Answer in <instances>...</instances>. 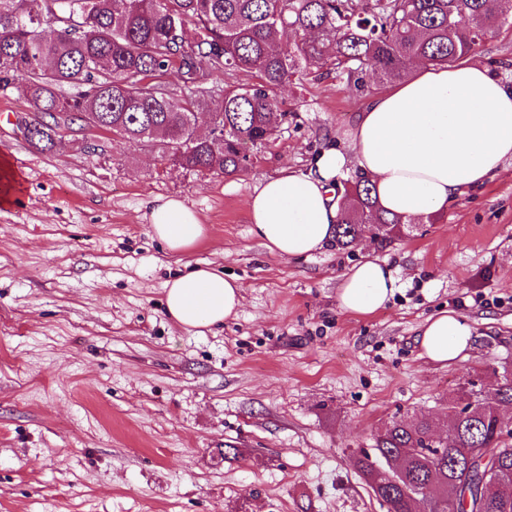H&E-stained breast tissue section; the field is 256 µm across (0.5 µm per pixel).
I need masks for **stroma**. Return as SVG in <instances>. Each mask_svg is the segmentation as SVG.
Instances as JSON below:
<instances>
[{
    "label": "stroma",
    "mask_w": 512,
    "mask_h": 512,
    "mask_svg": "<svg viewBox=\"0 0 512 512\" xmlns=\"http://www.w3.org/2000/svg\"><path fill=\"white\" fill-rule=\"evenodd\" d=\"M476 55L512 83V25ZM370 93L311 68L276 93L288 120L239 175L167 164L159 143L66 134L50 152L0 94V512H387L354 461L384 424L442 416L467 382L512 364V160L479 192L386 248L271 253L250 193L282 167L348 149ZM181 199L206 227L170 254L145 218ZM385 262L398 288L374 314L344 312V273ZM230 271L242 306L198 334L165 311V284L193 265ZM454 312L475 338L449 365L416 334ZM238 457H224L225 447Z\"/></svg>",
    "instance_id": "1"
}]
</instances>
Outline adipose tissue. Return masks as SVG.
<instances>
[{"instance_id":"ef3b65f1","label":"adipose tissue","mask_w":512,"mask_h":512,"mask_svg":"<svg viewBox=\"0 0 512 512\" xmlns=\"http://www.w3.org/2000/svg\"><path fill=\"white\" fill-rule=\"evenodd\" d=\"M352 154L322 150L309 171L288 169L262 182L246 200L255 235L272 252L300 257L322 249L338 218L339 177L355 167L376 189L380 205L412 221L493 178L512 160V86L467 57L450 67L417 65L409 80L374 96L351 133ZM149 230L174 253L194 247L205 228L194 210L173 197L149 200ZM397 289L384 264L367 259L342 277L339 307L354 315L383 308ZM166 313L202 333L242 305L240 284L222 271L197 266L166 284ZM416 342L436 363L457 360L472 332L450 312L429 317Z\"/></svg>"}]
</instances>
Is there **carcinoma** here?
<instances>
[{"label": "carcinoma", "instance_id": "cac0c4a2", "mask_svg": "<svg viewBox=\"0 0 512 512\" xmlns=\"http://www.w3.org/2000/svg\"><path fill=\"white\" fill-rule=\"evenodd\" d=\"M512 25V2L486 0H0V90L21 92L46 152L58 118L129 145L161 139L172 165L232 176L247 149L267 142L284 114L275 92L311 67H329L365 87L401 81L417 60L451 66L486 36ZM176 73L183 93L168 90ZM253 73L251 84H216ZM223 93L216 110L212 94ZM213 111L224 140L196 138V113ZM333 242L399 236L402 216L381 208L361 175L343 182ZM469 382L430 416L393 421L355 465L387 512H512V442L501 416L512 409V365ZM499 448L496 482L482 451Z\"/></svg>", "mask_w": 512, "mask_h": 512}]
</instances>
